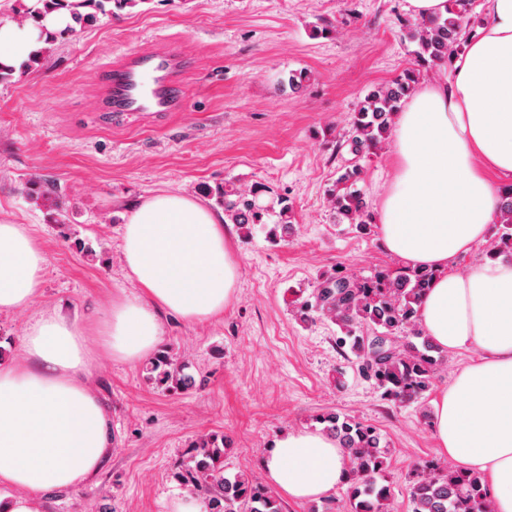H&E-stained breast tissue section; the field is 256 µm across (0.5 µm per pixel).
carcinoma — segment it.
Masks as SVG:
<instances>
[{
	"mask_svg": "<svg viewBox=\"0 0 512 512\" xmlns=\"http://www.w3.org/2000/svg\"><path fill=\"white\" fill-rule=\"evenodd\" d=\"M149 0H37L23 10L20 21L33 20L42 25L52 13H65L71 23L60 31L42 30L50 45L57 36L75 32V25L98 16L113 14V9L133 8ZM472 0H448V17L429 25L404 19L418 41L415 66L405 70L386 86L361 103L351 122L350 152L361 157L370 153L389 136L391 118L401 102L414 90L419 69L448 63L463 44L466 29L474 27ZM360 169L352 164L336 180L330 193L335 215L364 231L370 223L367 203L355 188ZM215 203L224 210V218L246 233L265 223L273 209L261 200L262 189L239 190L226 182L208 190ZM503 220L491 253H512V184L501 190ZM278 222L272 230L274 239H282L292 228L291 209L283 201ZM433 272L399 268L381 270L358 278L344 271L322 276L315 288L297 302L294 314L301 320L313 315L335 323L342 335L339 346L350 349L362 372L395 403L418 400L429 390L441 363L439 348L429 337L415 330L422 296L430 287ZM415 331L420 343H405L402 333ZM185 365L167 352L160 353L147 366L150 378L168 392H186L196 385L195 377L184 372ZM322 431L340 443L347 454L349 476L346 496L350 512H392L390 486L378 483L386 469L381 434L347 415L328 410L316 417ZM230 445L216 435H207L188 449L177 463L176 475L191 492L203 496L207 512H282L276 493L267 485L241 472L232 477L224 474V457ZM413 512H488L487 491L474 475L463 474L448 464L424 466L410 486Z\"/></svg>",
	"mask_w": 512,
	"mask_h": 512,
	"instance_id": "cac0c4a2",
	"label": "carcinoma"
}]
</instances>
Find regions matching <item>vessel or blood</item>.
Listing matches in <instances>:
<instances>
[{"mask_svg": "<svg viewBox=\"0 0 512 512\" xmlns=\"http://www.w3.org/2000/svg\"><path fill=\"white\" fill-rule=\"evenodd\" d=\"M187 65V59L171 49L130 50L105 73L112 112L153 116L181 111L186 90L179 75Z\"/></svg>", "mask_w": 512, "mask_h": 512, "instance_id": "1", "label": "vessel or blood"}]
</instances>
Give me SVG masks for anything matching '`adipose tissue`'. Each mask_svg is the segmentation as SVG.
Masks as SVG:
<instances>
[{"label": "adipose tissue", "instance_id": "obj_1", "mask_svg": "<svg viewBox=\"0 0 512 512\" xmlns=\"http://www.w3.org/2000/svg\"><path fill=\"white\" fill-rule=\"evenodd\" d=\"M479 12L450 76L424 83L392 117L396 173L378 231L402 265L435 273L419 306L425 335L442 351L473 355L433 403L438 451L481 476L491 512H512V258L453 270L487 241L501 218L498 187L512 184V0H480ZM63 24L53 15L44 28ZM41 29L0 22V63L19 64L41 47ZM122 251L141 293L113 301L97 324L98 345L112 357L148 356L160 340L159 312L200 322L223 315L234 296L224 217L198 198L142 199L125 217ZM46 263L29 225L0 224V313L34 304ZM23 353L0 363V486L12 491L6 512H43L47 494L95 480L112 429L89 384L93 352L78 320L42 312ZM347 464L319 430L278 434L262 460L267 482L298 501L343 483Z\"/></svg>", "mask_w": 512, "mask_h": 512}]
</instances>
